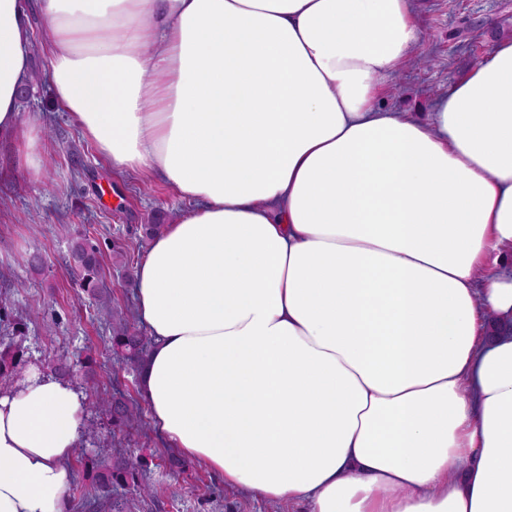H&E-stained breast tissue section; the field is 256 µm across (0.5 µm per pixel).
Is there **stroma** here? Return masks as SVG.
I'll use <instances>...</instances> for the list:
<instances>
[{
  "instance_id": "35a3bbf8",
  "label": "stroma",
  "mask_w": 512,
  "mask_h": 512,
  "mask_svg": "<svg viewBox=\"0 0 512 512\" xmlns=\"http://www.w3.org/2000/svg\"><path fill=\"white\" fill-rule=\"evenodd\" d=\"M33 42L31 69L39 80L22 119L39 113L43 157L40 171L23 167L20 139H0V338L23 335L27 367L46 368L59 359H93V375L77 371L70 383L84 403L120 395L140 407V429L113 428L109 416L94 420L102 432L88 456L127 452L138 456L157 487L178 484L177 496L139 503L134 512H307L299 502H269L225 487L206 465L185 460L172 471L169 446L151 422L139 390V373L112 350L105 308L134 313L136 268L151 239L144 227L170 223L187 203L165 182L140 173L117 174L56 104L49 82V53L38 0H26ZM414 22L425 41V61H413L386 81L385 109L425 114L432 99L486 55L493 44L512 38V0H416ZM86 236L101 261L109 305L101 307L76 287L66 257L72 240ZM43 268L33 271L32 255ZM23 281L14 289V281Z\"/></svg>"
}]
</instances>
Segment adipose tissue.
Wrapping results in <instances>:
<instances>
[{"instance_id":"adipose-tissue-1","label":"adipose tissue","mask_w":512,"mask_h":512,"mask_svg":"<svg viewBox=\"0 0 512 512\" xmlns=\"http://www.w3.org/2000/svg\"><path fill=\"white\" fill-rule=\"evenodd\" d=\"M0 0V138L31 37ZM57 104L184 199L137 265L171 448L309 512H512V39L383 109L414 0H40ZM81 396L0 392V512H68Z\"/></svg>"}]
</instances>
